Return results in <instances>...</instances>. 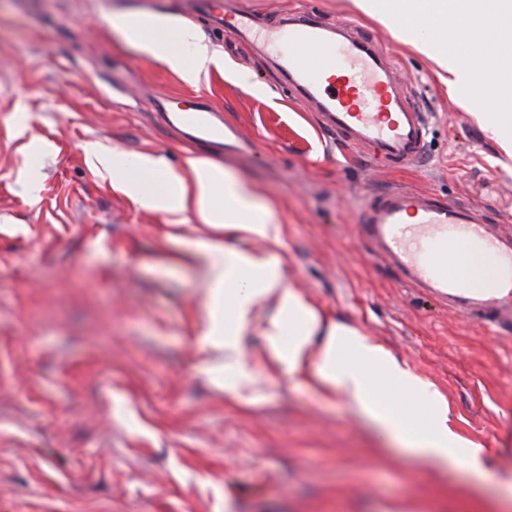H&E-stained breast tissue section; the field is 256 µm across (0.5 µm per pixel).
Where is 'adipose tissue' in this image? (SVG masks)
Returning a JSON list of instances; mask_svg holds the SVG:
<instances>
[{
    "mask_svg": "<svg viewBox=\"0 0 512 512\" xmlns=\"http://www.w3.org/2000/svg\"><path fill=\"white\" fill-rule=\"evenodd\" d=\"M112 27L125 43L162 61L189 84L216 61L194 26L169 15L131 12ZM96 160L134 202L188 213L239 240L261 243L258 251L213 240L197 247L205 257L207 284L200 309L201 347L223 357L229 400H255L257 369L243 338L256 329L263 338L265 372L304 376L323 394H341L381 434L402 441L422 462H459L483 476L485 448L450 428L448 402L434 384L403 366L378 340L325 315L286 283L285 229L275 203L255 185L199 156L187 158L184 176L154 156L131 160L101 153ZM264 302L272 311L263 317L259 308Z\"/></svg>",
    "mask_w": 512,
    "mask_h": 512,
    "instance_id": "ef3b65f1",
    "label": "adipose tissue"
}]
</instances>
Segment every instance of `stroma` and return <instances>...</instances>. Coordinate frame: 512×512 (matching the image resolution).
<instances>
[{"label":"stroma","instance_id":"1","mask_svg":"<svg viewBox=\"0 0 512 512\" xmlns=\"http://www.w3.org/2000/svg\"><path fill=\"white\" fill-rule=\"evenodd\" d=\"M258 26L354 19L423 113L407 169L349 148L286 86L261 44L197 0H0V512H494L512 480V323L404 285L358 228L362 195L399 188L482 208L512 227V159L452 95L437 61L353 0H217ZM196 25L222 64L196 84L110 29L119 13ZM213 109L200 134L161 104ZM195 153L260 185L285 225L283 273L322 312L385 344L488 448L486 478L417 459L341 397L260 375L244 408L198 343L203 259L193 215L132 202L95 155Z\"/></svg>","mask_w":512,"mask_h":512}]
</instances>
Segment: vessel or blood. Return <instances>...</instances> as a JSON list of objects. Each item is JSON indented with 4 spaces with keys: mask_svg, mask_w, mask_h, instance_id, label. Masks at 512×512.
Instances as JSON below:
<instances>
[{
    "mask_svg": "<svg viewBox=\"0 0 512 512\" xmlns=\"http://www.w3.org/2000/svg\"><path fill=\"white\" fill-rule=\"evenodd\" d=\"M227 26L272 49L289 45L280 60L290 82L327 110L337 130L382 148L392 160L414 158L425 130L423 116L407 111L390 71L371 48L351 35L332 41L311 19L282 28H258L247 11L233 13ZM179 120L211 133L206 104L176 111ZM360 227L379 256L398 269L406 285L434 294L455 309L488 311L498 322L512 321V230L491 224L471 207L449 206L409 193L386 191L360 201ZM481 242L501 258L508 278H496L484 289L470 290L455 268L468 241Z\"/></svg>",
    "mask_w": 512,
    "mask_h": 512,
    "instance_id": "b4317fda",
    "label": "vessel or blood"
}]
</instances>
